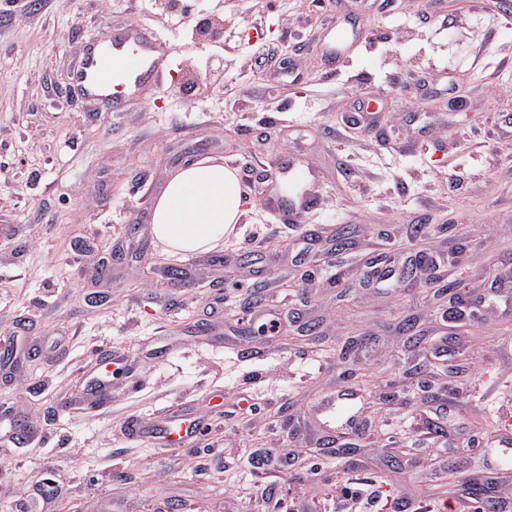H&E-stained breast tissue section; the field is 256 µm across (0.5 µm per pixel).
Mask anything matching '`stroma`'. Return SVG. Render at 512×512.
I'll use <instances>...</instances> for the list:
<instances>
[{
  "instance_id": "1",
  "label": "stroma",
  "mask_w": 512,
  "mask_h": 512,
  "mask_svg": "<svg viewBox=\"0 0 512 512\" xmlns=\"http://www.w3.org/2000/svg\"><path fill=\"white\" fill-rule=\"evenodd\" d=\"M205 14L223 40H199ZM340 22L354 44L331 65L315 45ZM130 24L167 42L164 78L118 110L76 96L86 43ZM188 70L198 89L174 92ZM295 152L320 181L290 224L257 178ZM204 157L239 170L237 233L217 254L164 251L153 202ZM420 251L481 306L452 325L428 281L363 284L377 256L397 269ZM511 274L499 0H0V342L37 350L0 366V512H30L50 470L63 497L44 512H479L458 464L512 512V466L488 454L512 448V302L492 286ZM269 308L317 335H261ZM107 355L125 362L90 395ZM347 389L359 428L329 419L356 446L340 459L309 411ZM176 410L204 429L167 450L146 431Z\"/></svg>"
}]
</instances>
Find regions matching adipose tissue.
<instances>
[{
	"mask_svg": "<svg viewBox=\"0 0 512 512\" xmlns=\"http://www.w3.org/2000/svg\"><path fill=\"white\" fill-rule=\"evenodd\" d=\"M238 170L199 159L175 171L152 209L156 238L169 250L209 252L223 244L244 210Z\"/></svg>",
	"mask_w": 512,
	"mask_h": 512,
	"instance_id": "ef3b65f1",
	"label": "adipose tissue"
}]
</instances>
